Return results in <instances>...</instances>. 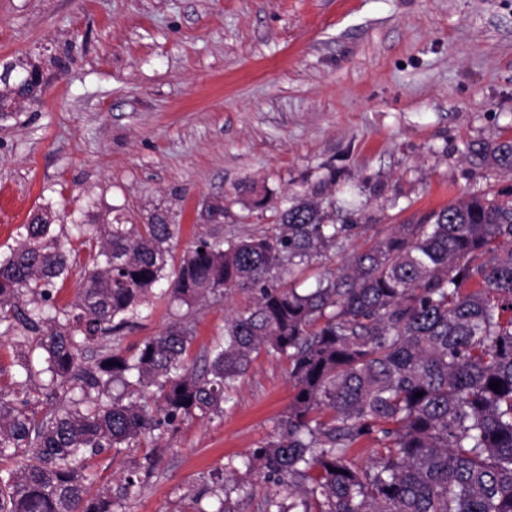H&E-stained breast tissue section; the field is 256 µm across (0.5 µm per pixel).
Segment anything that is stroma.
<instances>
[{"mask_svg":"<svg viewBox=\"0 0 512 512\" xmlns=\"http://www.w3.org/2000/svg\"><path fill=\"white\" fill-rule=\"evenodd\" d=\"M19 63L42 94L0 120V260L42 207L68 233L168 210L179 256L210 201L225 236H246L316 189L354 224L350 254L456 198L512 193L511 172L466 157L512 137V0H0V67ZM244 302H158L122 346L185 317L203 361ZM292 396L286 359L260 354L223 414L158 441L126 512H191L228 476L258 512L268 483L226 464L279 431Z\"/></svg>","mask_w":512,"mask_h":512,"instance_id":"1","label":"stroma"}]
</instances>
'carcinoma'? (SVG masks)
Masks as SVG:
<instances>
[{
    "label": "carcinoma",
    "instance_id": "cac0c4a2",
    "mask_svg": "<svg viewBox=\"0 0 512 512\" xmlns=\"http://www.w3.org/2000/svg\"><path fill=\"white\" fill-rule=\"evenodd\" d=\"M28 72L0 91V119L15 99H38L42 81ZM468 158L512 171V139L472 144ZM316 195L290 198L270 229L240 239L224 237L217 200L213 232L177 262L179 225L165 210L145 224H76L73 252L48 213L31 216L0 262V325L17 335L18 366L0 379V512H118L159 458L144 454L95 495L93 462L221 415L262 352L288 360L295 393L278 433L243 461L273 482L260 512H512V194L397 224L300 289L285 277L357 228L335 223ZM77 268L76 300L54 305ZM234 293L247 303L199 372L180 321L121 349L154 298L191 310ZM365 441L375 447L360 465ZM241 490L218 483L216 509L198 496L195 512H237Z\"/></svg>",
    "mask_w": 512,
    "mask_h": 512
}]
</instances>
